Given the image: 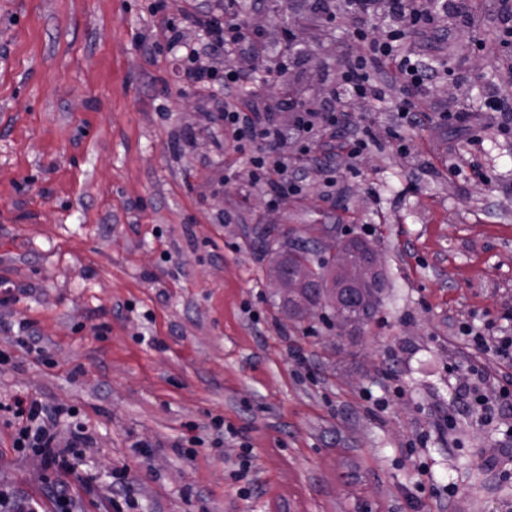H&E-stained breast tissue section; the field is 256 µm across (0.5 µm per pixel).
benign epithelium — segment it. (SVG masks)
Instances as JSON below:
<instances>
[{
    "label": "benign epithelium",
    "instance_id": "obj_1",
    "mask_svg": "<svg viewBox=\"0 0 512 512\" xmlns=\"http://www.w3.org/2000/svg\"><path fill=\"white\" fill-rule=\"evenodd\" d=\"M304 242L289 237L288 251L271 255L272 288L288 314L304 320L323 309L333 312L342 335L362 332L382 301L383 259L380 252L350 237L332 243L331 265L313 273L293 268L287 258Z\"/></svg>",
    "mask_w": 512,
    "mask_h": 512
}]
</instances>
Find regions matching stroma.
<instances>
[{"label":"stroma","mask_w":512,"mask_h":512,"mask_svg":"<svg viewBox=\"0 0 512 512\" xmlns=\"http://www.w3.org/2000/svg\"><path fill=\"white\" fill-rule=\"evenodd\" d=\"M155 3L0 0V278L14 288L0 403L78 410L94 443L77 475L133 512H512V478L488 465L512 419L462 395L474 364L493 392L512 337V132L478 110L512 52L484 0L480 26L439 49L450 72L424 102L465 97L469 128H401L357 105L374 145L336 154L333 177L309 169L274 207L225 184L245 157L217 98L179 80ZM297 37L306 65L286 80L318 87L349 31ZM330 227L384 254L358 336L290 320L268 284L272 246L293 232L326 259ZM11 435L0 416V484L55 512L49 475Z\"/></svg>","instance_id":"1"}]
</instances>
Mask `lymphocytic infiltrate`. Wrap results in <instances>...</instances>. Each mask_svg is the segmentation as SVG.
<instances>
[{
	"label": "lymphocytic infiltrate",
	"mask_w": 512,
	"mask_h": 512,
	"mask_svg": "<svg viewBox=\"0 0 512 512\" xmlns=\"http://www.w3.org/2000/svg\"><path fill=\"white\" fill-rule=\"evenodd\" d=\"M337 1L315 0L313 6L319 20H345L354 42L352 50H341L337 57L327 59L322 79L332 91L325 97L293 86L276 98L267 94L269 80L301 68L303 59L293 48V33L288 29L280 32L277 51H268L263 26L242 15L245 0H210L205 10L186 7L181 24L166 25L164 30L170 48L186 49L180 70L184 83L196 92L222 86L224 133L237 150H248L245 180L263 186L272 206L301 191V174L316 163L323 134L340 132L341 147L351 157L372 145L371 127L351 109L352 100L385 103L394 84L402 83L403 93L394 110L403 123L421 125L424 116L418 102L444 75L427 53L404 49L406 36L423 32L452 39L476 22L472 0H341L345 3L341 11ZM379 25L384 28L380 36L375 33ZM188 27L205 34V47L184 45ZM219 52L224 55L220 71L205 62ZM238 56L248 57L250 67H237L234 59ZM278 111L292 113L291 122L278 123L274 118ZM290 142L296 146L293 157H275L268 150L269 145ZM290 165L296 168L297 177L272 178V171ZM6 410L15 428L13 448L42 457L47 471L59 477L51 486L58 512H76V501L61 477L72 472L74 459L91 443L88 430L77 423L68 435H61L51 425L57 411L32 396L15 397Z\"/></svg>",
	"instance_id": "lymphocytic-infiltrate-1"
}]
</instances>
